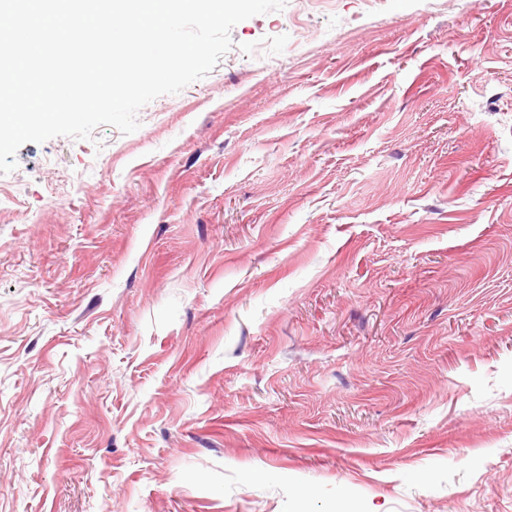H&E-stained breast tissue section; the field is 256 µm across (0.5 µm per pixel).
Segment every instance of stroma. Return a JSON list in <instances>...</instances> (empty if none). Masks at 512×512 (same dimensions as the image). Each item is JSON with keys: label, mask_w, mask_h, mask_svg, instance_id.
<instances>
[{"label": "stroma", "mask_w": 512, "mask_h": 512, "mask_svg": "<svg viewBox=\"0 0 512 512\" xmlns=\"http://www.w3.org/2000/svg\"><path fill=\"white\" fill-rule=\"evenodd\" d=\"M231 38L0 175V512H512V0Z\"/></svg>", "instance_id": "obj_1"}]
</instances>
